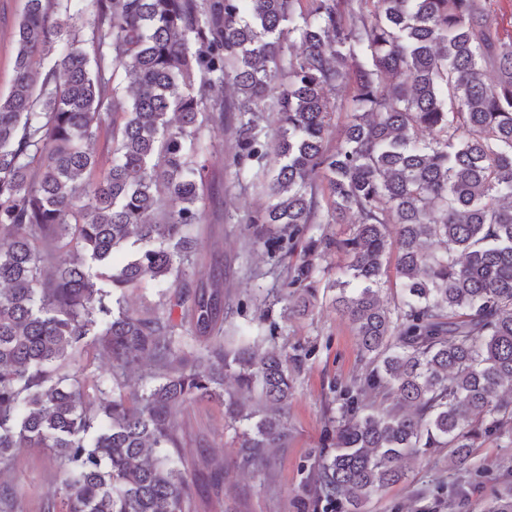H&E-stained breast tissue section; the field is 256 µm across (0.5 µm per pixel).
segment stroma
<instances>
[{
	"label": "stroma",
	"mask_w": 512,
	"mask_h": 512,
	"mask_svg": "<svg viewBox=\"0 0 512 512\" xmlns=\"http://www.w3.org/2000/svg\"><path fill=\"white\" fill-rule=\"evenodd\" d=\"M25 0H0V94L8 93L13 77L15 44L11 37ZM209 146L211 182L205 203L206 222L197 235L200 252L188 271L195 286H209L225 273L227 287L239 306L224 315V343L235 347L241 339H256L286 354L293 370V396L288 410V438L268 462L238 464L241 436L224 421V409L215 402L188 407L178 420L188 438L180 455L188 460L201 453L223 458L226 475L220 483L202 478L200 495L209 512H323L309 491L313 468L324 443V429L336 414V383L363 379L366 360L351 324L336 314L330 299L319 300L304 317H287L280 299L286 279L284 264H273L262 243L248 231L243 219L267 202L259 184L263 172H240L225 161L235 151L227 124L205 131ZM448 449L404 460V479L373 494L364 512H483V499L492 480L499 478L511 448L487 444L476 449L471 469L477 480L464 484L459 496L448 498L437 488L454 477L448 469ZM56 480L52 449L27 448L11 465L8 481L16 501L12 512H45V493Z\"/></svg>",
	"instance_id": "35a3bbf8"
}]
</instances>
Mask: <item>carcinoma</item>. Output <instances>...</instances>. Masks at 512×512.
<instances>
[{
    "mask_svg": "<svg viewBox=\"0 0 512 512\" xmlns=\"http://www.w3.org/2000/svg\"><path fill=\"white\" fill-rule=\"evenodd\" d=\"M301 2L25 0L0 94V476L23 449H53L51 512H200L197 481L220 480L224 459L174 460L176 414L192 402L218 400L244 425L245 464L285 444L288 358L225 349L224 278L186 280L210 185L202 132L226 112L229 165L274 164L269 203L246 223L269 257L299 253L287 315L336 289L368 360L359 386L339 388L316 499L362 512L402 480L404 458L448 448L467 471L486 442L512 447V37L492 29L494 0ZM294 40L302 52L284 65ZM120 69L121 93L107 76ZM228 76L229 103L212 95ZM351 212L348 233L311 235ZM320 247L347 257L344 279L320 285ZM148 283L174 292L124 306ZM180 329L203 347L186 355ZM89 336L108 366L97 375L81 362ZM144 365L155 383L128 388L121 375ZM376 390L397 404L366 407ZM483 512H512L509 477Z\"/></svg>",
    "mask_w": 512,
    "mask_h": 512,
    "instance_id": "carcinoma-1",
    "label": "carcinoma"
}]
</instances>
